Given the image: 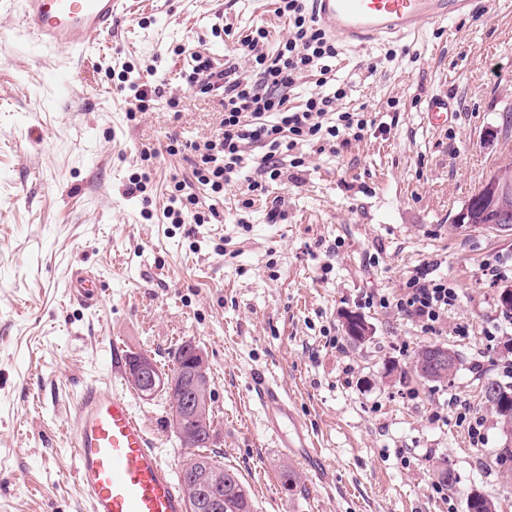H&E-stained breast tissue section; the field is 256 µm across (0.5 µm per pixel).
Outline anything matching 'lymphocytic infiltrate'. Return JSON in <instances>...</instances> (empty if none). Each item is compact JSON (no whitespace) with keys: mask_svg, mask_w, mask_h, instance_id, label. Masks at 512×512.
<instances>
[{"mask_svg":"<svg viewBox=\"0 0 512 512\" xmlns=\"http://www.w3.org/2000/svg\"><path fill=\"white\" fill-rule=\"evenodd\" d=\"M277 12L287 20L291 34L269 57L257 50L266 31L255 29L245 43L254 61L252 80H243L236 65L218 68L200 54L192 55L190 66L182 75L188 86L217 97L224 111L216 135L205 143L190 145L200 158L194 169L195 178L211 198L223 197L225 188L235 182L247 164L245 146L257 145L264 150L256 167L258 179L246 185L247 192L253 193L280 181L283 159H290L292 167L303 166V158L295 154L299 144L325 146L338 137L347 146L361 140L368 129L360 112L337 111V102L347 96L348 85L344 82L311 95L299 108L288 107L286 89L292 88L302 73L327 71L328 60L336 58L339 51L309 15L304 0H277ZM332 111L337 114L336 124H325V115ZM162 215L174 224H207L217 218L218 212L202 209L197 195L177 181L169 190ZM363 299L368 307L395 305L423 332L434 334L447 318L449 307L455 305L458 292L447 279L432 278L420 271L406 281L395 297L369 292Z\"/></svg>","mask_w":512,"mask_h":512,"instance_id":"f902f5d3","label":"lymphocytic infiltrate"}]
</instances>
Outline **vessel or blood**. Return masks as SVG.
I'll return each mask as SVG.
<instances>
[{
	"label": "vessel or blood",
	"instance_id": "obj_1",
	"mask_svg": "<svg viewBox=\"0 0 512 512\" xmlns=\"http://www.w3.org/2000/svg\"><path fill=\"white\" fill-rule=\"evenodd\" d=\"M120 0H0V12L11 25L0 28V40L25 32L38 45L80 50L91 35L112 29ZM312 15L333 37L363 47L401 39L426 25L465 18L474 0H309ZM69 292L85 308L102 302L99 279L78 273ZM252 388L262 408L264 430L279 447L309 462L308 483L325 486L311 430L279 384L255 375ZM70 439L74 475L90 512H188L185 492L172 466L152 441L120 380L105 386L86 384L73 405Z\"/></svg>",
	"mask_w": 512,
	"mask_h": 512
}]
</instances>
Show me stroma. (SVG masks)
Wrapping results in <instances>:
<instances>
[{
  "label": "stroma",
  "instance_id": "35a3bbf8",
  "mask_svg": "<svg viewBox=\"0 0 512 512\" xmlns=\"http://www.w3.org/2000/svg\"><path fill=\"white\" fill-rule=\"evenodd\" d=\"M475 5L467 19L398 42L341 47L331 76L351 83L342 105L365 107L376 131L335 151L302 147L304 166L286 168L248 208L235 189L212 201L195 182L197 156L167 147L210 139L223 117L181 79L191 54L251 77L237 47L259 26L269 55L290 35L276 0H124L112 30L79 56L21 33L0 42V512H89L75 482H60L73 468L69 407L85 383L125 370L130 354L149 353L166 370L189 340L209 365L211 451L238 472L254 512H465L475 493L512 512L505 438L480 393L504 380L499 359H512V344H487L504 312L499 285L482 274L512 253V231L451 225L512 161L502 124L512 108V0ZM127 75L160 85L148 111L132 113ZM436 94L457 113L445 130L427 120ZM146 145L158 155L144 163ZM141 167L151 173L147 203L125 193ZM176 179L215 206L218 222L164 223ZM431 267L459 293L440 333L358 302L393 295ZM78 268L101 276L98 310L67 296ZM349 313L367 321L369 341L348 338ZM429 344L455 353L447 380L416 374ZM256 369L313 431L322 494L264 434ZM134 405L181 468L190 451L163 397ZM464 414L483 418L482 444L470 443ZM287 467L299 476L291 490L280 481ZM445 468L454 484L443 500L434 488Z\"/></svg>",
  "mask_w": 512,
  "mask_h": 512
}]
</instances>
